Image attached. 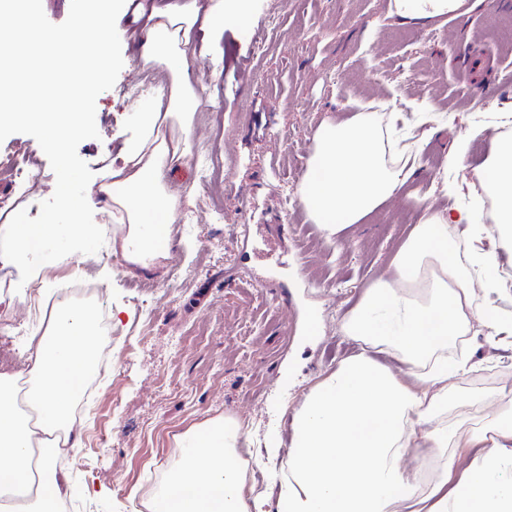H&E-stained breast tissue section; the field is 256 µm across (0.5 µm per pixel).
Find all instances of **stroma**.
Instances as JSON below:
<instances>
[{
	"label": "stroma",
	"mask_w": 512,
	"mask_h": 512,
	"mask_svg": "<svg viewBox=\"0 0 512 512\" xmlns=\"http://www.w3.org/2000/svg\"><path fill=\"white\" fill-rule=\"evenodd\" d=\"M499 20L512 21V0H475L466 15L425 24L401 23L388 0H251L245 28L214 32L191 73L201 104L189 144L217 147L222 176L203 182L193 160L164 172L182 209L195 212V234H183L163 273L146 276L112 252V216L92 206L103 233L89 269L107 273L96 288L112 331V371L76 408L81 425L67 465L79 489L75 512H145L143 485L177 459L179 437L229 416L255 453L248 483L276 512L271 472L288 465L305 394L356 348L340 324L359 294L429 209L484 208L467 190L443 194L442 184L458 183L459 166L486 160L493 115L512 113V49L498 39ZM122 58L114 86L96 100L99 136L78 146L97 177L122 167L121 147L141 137L145 109L164 93L130 48ZM372 100L396 102L393 136L413 133L421 169L377 217L329 239L300 202L306 159L324 118ZM19 147L38 159L30 178L41 191L0 182V198L34 218L56 177L31 136H9L0 153ZM0 309V345L22 353L38 304L16 299ZM473 310V366L456 378L461 400L447 414L448 450L457 454L512 407V337L490 343L484 324L488 315L512 316V290L476 288Z\"/></svg>",
	"instance_id": "35a3bbf8"
}]
</instances>
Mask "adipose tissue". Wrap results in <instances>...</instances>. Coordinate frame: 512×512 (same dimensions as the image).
Listing matches in <instances>:
<instances>
[{
  "label": "adipose tissue",
  "mask_w": 512,
  "mask_h": 512,
  "mask_svg": "<svg viewBox=\"0 0 512 512\" xmlns=\"http://www.w3.org/2000/svg\"><path fill=\"white\" fill-rule=\"evenodd\" d=\"M466 0H389L391 15L415 23L462 9ZM250 0H157L142 33L131 35L143 65L168 64L167 101H154L147 136L125 143V164L113 179L84 190L111 204L125 226L112 237L113 251L131 267L148 271L175 248L178 195L163 186L167 161L189 155L191 120L199 101L190 80L196 61L193 34L243 26ZM176 118L174 141L150 135L160 116ZM411 145L385 136L382 115L357 112L323 121L301 178L300 201L326 236L362 223L394 197L416 168ZM470 193L493 203V223L464 209L424 216L391 258L387 271L365 288L341 324L361 344L359 352L317 383L293 416V448L282 479L288 512H512V408L473 431L470 457L447 454L443 416L459 393L454 376L467 372L471 354L448 359V344L467 335L475 286L496 280L495 256L477 248L493 230L512 250V136L495 134L489 157L463 175ZM469 228L465 241L448 227ZM100 229L95 224H43L22 218L0 224V247L30 287L41 270L60 258L92 261ZM94 306L73 300L53 305L27 338L26 391L16 375L0 372V512H59L70 492L57 460L68 448L79 385L90 379L102 353ZM398 353L407 371L378 362ZM423 452L411 453L413 437ZM237 420L212 419L179 441L180 456L150 495L148 512H265L245 494V451Z\"/></svg>",
  "instance_id": "obj_1"
}]
</instances>
